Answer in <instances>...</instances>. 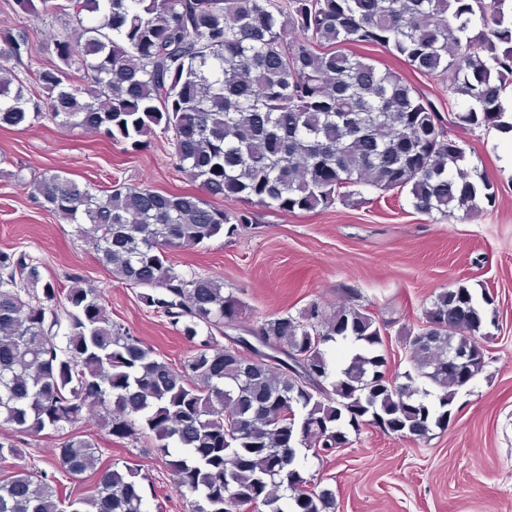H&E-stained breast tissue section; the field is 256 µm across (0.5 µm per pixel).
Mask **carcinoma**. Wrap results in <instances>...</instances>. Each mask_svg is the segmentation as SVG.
Listing matches in <instances>:
<instances>
[{"label":"carcinoma","mask_w":512,"mask_h":512,"mask_svg":"<svg viewBox=\"0 0 512 512\" xmlns=\"http://www.w3.org/2000/svg\"><path fill=\"white\" fill-rule=\"evenodd\" d=\"M61 28L37 69L23 26L0 38V128L46 118L137 150L165 139L204 195L139 185L82 186L59 172L25 184L29 197L93 240L101 264L161 311L193 347L176 367L112 320L101 289L79 277L58 288L25 252L0 251V422L38 436L95 415L112 440L154 443L192 512H335L332 492L298 466L301 448L329 455L370 424L420 441L451 418L461 377L448 349L471 350L494 299L458 284L438 293L426 324L404 339L411 370L384 375L386 324L353 297L317 301L264 321L256 338L279 354L251 359L229 341L242 302L224 280L184 273L169 251L250 223L240 202L292 213L347 201L350 188L406 191L414 210L469 216L495 202L468 166L458 134L502 123L512 88V13L505 0H17ZM483 29L471 34L474 19ZM345 45H378L412 69L446 78L465 107L443 122L401 74ZM64 329L65 346L56 343ZM228 343H223V340ZM431 384L439 406L427 401ZM247 428L239 429V422ZM181 449L177 455L170 447ZM0 437V462L23 458ZM55 465L89 472L76 495L23 465L0 475V512H144L136 468L106 464L68 435Z\"/></svg>","instance_id":"obj_1"}]
</instances>
